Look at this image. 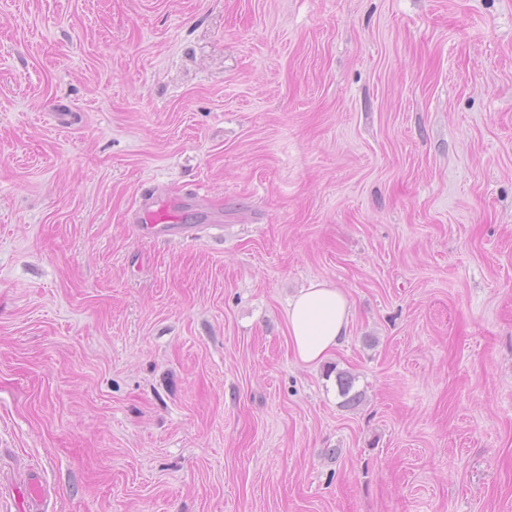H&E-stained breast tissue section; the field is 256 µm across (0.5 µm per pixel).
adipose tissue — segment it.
Segmentation results:
<instances>
[{
    "label": "adipose tissue",
    "mask_w": 512,
    "mask_h": 512,
    "mask_svg": "<svg viewBox=\"0 0 512 512\" xmlns=\"http://www.w3.org/2000/svg\"><path fill=\"white\" fill-rule=\"evenodd\" d=\"M351 305L345 294L325 281H314L288 301V333L296 359L323 362L346 339Z\"/></svg>",
    "instance_id": "adipose-tissue-1"
}]
</instances>
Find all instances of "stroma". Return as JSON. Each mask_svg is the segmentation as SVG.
<instances>
[{"instance_id":"1","label":"stroma","mask_w":512,"mask_h":512,"mask_svg":"<svg viewBox=\"0 0 512 512\" xmlns=\"http://www.w3.org/2000/svg\"><path fill=\"white\" fill-rule=\"evenodd\" d=\"M316 279L354 316L308 366ZM34 470L48 512H512V0H0V512ZM143 204L133 219V223L137 224L138 232L147 230L170 231V224H160L161 212L164 205H160L159 199L152 189H147L143 195ZM351 305L326 281H313L288 300V333L295 358L318 365L346 339Z\"/></svg>"}]
</instances>
